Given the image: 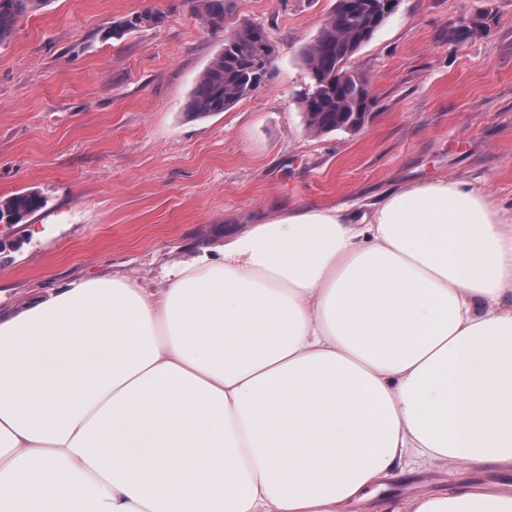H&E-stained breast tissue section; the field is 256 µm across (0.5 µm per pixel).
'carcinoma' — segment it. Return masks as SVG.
I'll return each instance as SVG.
<instances>
[{
    "instance_id": "obj_1",
    "label": "carcinoma",
    "mask_w": 512,
    "mask_h": 512,
    "mask_svg": "<svg viewBox=\"0 0 512 512\" xmlns=\"http://www.w3.org/2000/svg\"><path fill=\"white\" fill-rule=\"evenodd\" d=\"M376 0H336L320 34L302 51V61L311 85L301 97L305 126L313 135L334 131L358 132L364 128L375 104L370 80L349 69L348 62L383 26L370 9ZM49 3V0H0V45L13 37L19 22ZM196 11L212 29L224 28L226 0H196ZM164 21L160 12H137L112 27L111 36L153 29ZM264 28L240 25L224 41L198 76L185 104L186 116L205 119L223 112L259 85L250 83L255 72L257 45ZM45 196L37 190L0 197V224H23L43 209Z\"/></svg>"
}]
</instances>
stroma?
I'll return each mask as SVG.
<instances>
[{
    "mask_svg": "<svg viewBox=\"0 0 512 512\" xmlns=\"http://www.w3.org/2000/svg\"><path fill=\"white\" fill-rule=\"evenodd\" d=\"M335 3L233 0L228 24L263 26L275 46L272 77L200 120L185 103L225 32L192 0H51L24 17L0 47V197L36 189L47 204L0 228V312L74 277L167 287L174 261L277 207L366 205L442 177L511 203L512 0H401L349 62L376 98L365 128L315 136L299 104L310 85L301 52ZM148 9L164 24L108 37ZM464 12L487 27L459 43L448 33ZM486 481L512 492V468L410 466L345 512Z\"/></svg>",
    "mask_w": 512,
    "mask_h": 512,
    "instance_id": "1",
    "label": "stroma"
}]
</instances>
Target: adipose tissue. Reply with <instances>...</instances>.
<instances>
[{
    "instance_id": "obj_1",
    "label": "adipose tissue",
    "mask_w": 512,
    "mask_h": 512,
    "mask_svg": "<svg viewBox=\"0 0 512 512\" xmlns=\"http://www.w3.org/2000/svg\"><path fill=\"white\" fill-rule=\"evenodd\" d=\"M168 282L0 315V512H342L409 465L512 468V216L482 187L268 214Z\"/></svg>"
}]
</instances>
